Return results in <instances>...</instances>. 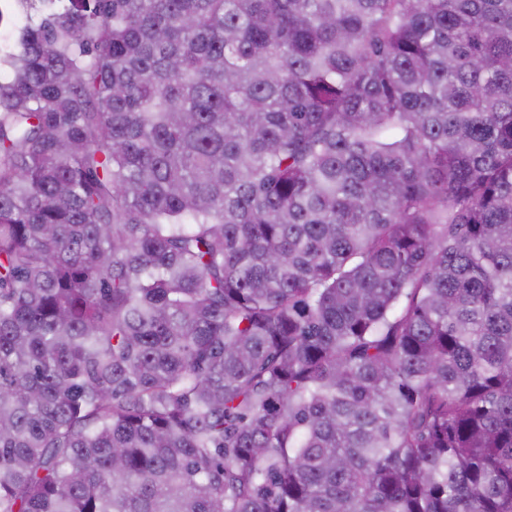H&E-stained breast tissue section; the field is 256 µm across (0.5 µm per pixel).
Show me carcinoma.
Listing matches in <instances>:
<instances>
[{
	"label": "carcinoma",
	"mask_w": 512,
	"mask_h": 512,
	"mask_svg": "<svg viewBox=\"0 0 512 512\" xmlns=\"http://www.w3.org/2000/svg\"><path fill=\"white\" fill-rule=\"evenodd\" d=\"M0 512H512V0H23Z\"/></svg>",
	"instance_id": "carcinoma-1"
}]
</instances>
